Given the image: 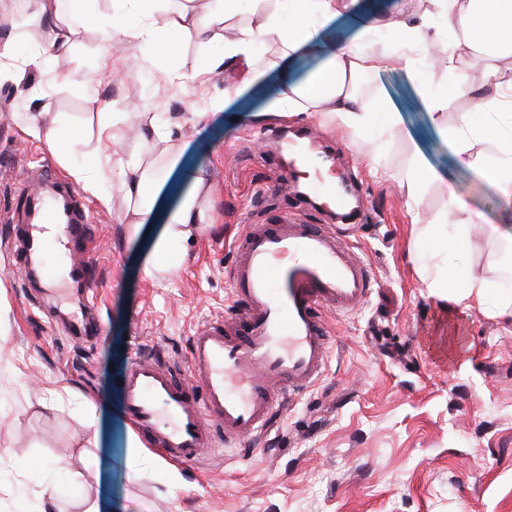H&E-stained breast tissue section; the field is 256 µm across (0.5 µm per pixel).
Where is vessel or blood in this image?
<instances>
[{
    "label": "vessel or blood",
    "instance_id": "b4317fda",
    "mask_svg": "<svg viewBox=\"0 0 512 512\" xmlns=\"http://www.w3.org/2000/svg\"><path fill=\"white\" fill-rule=\"evenodd\" d=\"M271 140L305 173L306 197L343 211L350 223L360 220L362 202L337 180L333 156L304 136ZM29 219L16 252L22 266L54 243L69 254L91 243L75 192L43 191ZM229 279L233 309L194 330L188 377L138 352L121 378L126 414L165 460L195 464L267 431L285 395L309 390L326 371L324 312L361 310L373 287L366 260L337 225L307 224L293 211L280 223L248 226Z\"/></svg>",
    "mask_w": 512,
    "mask_h": 512
}]
</instances>
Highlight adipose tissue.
I'll use <instances>...</instances> for the list:
<instances>
[{
  "label": "adipose tissue",
  "mask_w": 512,
  "mask_h": 512,
  "mask_svg": "<svg viewBox=\"0 0 512 512\" xmlns=\"http://www.w3.org/2000/svg\"><path fill=\"white\" fill-rule=\"evenodd\" d=\"M115 13L123 32L141 40L152 50L166 46L170 34L207 36L224 16L233 12L239 0H213L211 10L204 13L172 11L155 16L153 0H140L136 14H128L124 0H114ZM277 14L260 19L254 26L225 39L224 50L214 56L209 69L223 72L237 70L238 91H246L259 83L263 71L256 68L253 58L256 47L271 35L281 36L287 43L282 63H289L297 52L309 49L324 52L318 69L305 81L284 86L283 90L265 105L264 114L281 112H325L337 118L347 129L368 128L373 114L356 91L360 74L383 70L389 59L376 44L385 33H393L397 47L413 56L423 51L427 40V21L440 17L449 32L462 35L475 45L479 58L492 55H512V0H417L418 23L395 29L392 22L382 21L362 32L355 42L334 48L324 47L319 35L339 10L352 7L355 0H278ZM485 85L488 94L474 92L466 83H458L456 93L470 97L474 111L484 113L488 122L483 134L496 142L498 151L490 161L478 164L482 178L492 186L503 214V224L480 227L476 217L457 199H449L448 208L455 215L454 224L440 228L442 244H467L476 230L497 238L504 236V223L512 222V66L487 67ZM112 177L123 195L133 201L134 225L154 219L158 191L152 183L149 167L135 160L121 164ZM204 187L196 179L177 210L168 220L164 233L156 239L148 259L150 265L175 267L187 239L186 227L202 221L198 197ZM438 298L468 308L485 305L491 298V285L485 279L460 272L438 270L431 283Z\"/></svg>",
  "instance_id": "obj_1"
}]
</instances>
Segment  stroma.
<instances>
[{"instance_id": "1", "label": "stroma", "mask_w": 512, "mask_h": 512, "mask_svg": "<svg viewBox=\"0 0 512 512\" xmlns=\"http://www.w3.org/2000/svg\"><path fill=\"white\" fill-rule=\"evenodd\" d=\"M404 0H358L322 31L324 41L355 40L379 16L397 15ZM15 28L12 71L0 72V512H83L84 499L103 512H512V322L480 307L461 309L432 295L435 266L463 267L505 294L500 267L486 257L497 241L473 233L467 258L440 250L431 234L451 224L449 198L498 224L495 192L460 163L459 149L486 159L495 152L485 124L467 97L456 98L432 121L426 95H452L455 81L431 68L420 87L416 64L393 57L385 70L360 77L372 125L354 132L319 113L253 117L285 85L310 77L322 62L296 53L288 68L275 38L256 62L264 79L232 96L224 111L193 124L229 82L208 71L224 49L181 37L150 51L113 28L111 79L98 72L100 26L59 0L55 28L24 18L21 0H0V25ZM425 56L453 55L472 86L483 69L471 50L454 43L441 20ZM69 40L46 53L54 30ZM39 66H32V58ZM399 114L387 126L388 111ZM59 118L80 139L66 155L32 136L40 113ZM160 112L168 136L146 148L143 115ZM475 132L466 146L446 136L465 119ZM306 128L332 142L368 210L350 234L370 264L375 287L367 305L331 314L332 349L323 378L289 402L270 431L249 449H215L195 465L162 459L139 436L123 406L118 381L135 349H156L184 363L189 339L203 321L224 316L232 295L233 244L248 224H269L287 209L307 223L328 218L314 202L284 196L280 169L255 144L265 126ZM114 126L120 145L101 150L100 127ZM437 172L416 199L406 176L415 155ZM150 162L158 178L153 222L133 230L119 191L102 204L79 195L92 216L87 270L65 279L55 296L33 287L15 263L23 221V189H34L39 165L69 180L76 166L115 165L130 157ZM205 223L191 226L174 270L146 269L152 243L197 176ZM95 410L89 423L83 412Z\"/></svg>"}]
</instances>
